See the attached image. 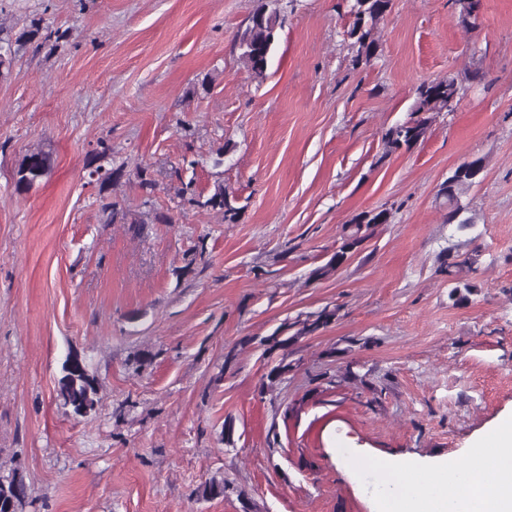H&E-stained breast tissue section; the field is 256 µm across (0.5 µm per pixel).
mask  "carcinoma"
<instances>
[{
    "label": "carcinoma",
    "instance_id": "cac0c4a2",
    "mask_svg": "<svg viewBox=\"0 0 512 512\" xmlns=\"http://www.w3.org/2000/svg\"><path fill=\"white\" fill-rule=\"evenodd\" d=\"M392 0H353L349 15L351 23L345 31V36L353 40L357 47V58L370 59L376 52L377 40L374 38V29L378 22L384 18L391 8ZM458 15L465 24L469 19L476 17L479 9V0H454ZM283 18L281 10L267 11L266 6L259 5L250 16L246 26L238 30L235 38V47L240 50L239 60L249 72L250 77L261 83L267 77L269 61L277 40L278 29L282 27ZM463 93V88L456 79H446L420 84L416 89V102L414 112L420 118L389 128L383 138L385 153L391 154L403 146L411 147L424 138L432 115L440 112H450L457 105ZM112 163L110 147L101 142L93 154L89 170V178L105 184L117 173L114 168H107ZM477 168H456L453 174L442 185L439 194L446 198L448 205V223L454 222L465 225L472 223V218L462 217L467 211L466 205L461 202L462 195L475 183L479 170L484 168L483 159L476 160ZM51 166L48 154L42 151H32L25 155L17 171L16 188L28 189L43 177ZM182 200L193 206L209 207L222 212L224 223L234 224L240 216V209L233 206L231 200L220 187L207 198L200 201L196 194L194 179L182 183L180 191ZM105 214V223L116 224L127 221V214L109 202L102 205ZM390 212L386 209L364 211L356 215L351 223L343 228L341 245L331 259L322 267L315 270V275L325 277L339 269L345 258L347 249L354 244L363 243L369 236V231L381 224H387ZM478 254L475 252L456 254L450 261L442 263L440 272L448 275V279L457 280L464 273L476 271ZM338 310L327 308L317 313L297 317L288 324L293 334L280 338L276 335L260 340V344L273 351L279 347L289 346L298 340L310 336L319 329L327 326L337 316ZM56 394L63 407L74 414L83 417L96 411L100 404L99 382L97 377L89 370L88 365L72 356H67L61 365L60 376L56 380ZM0 503H8L11 512H22V507L29 499V495L15 491L14 483H25L22 470L13 467L9 470L0 469ZM228 483L216 478L206 482L199 493L204 498H218L224 495Z\"/></svg>",
    "mask_w": 512,
    "mask_h": 512
}]
</instances>
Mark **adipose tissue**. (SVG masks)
Instances as JSON below:
<instances>
[{
	"label": "adipose tissue",
	"instance_id": "obj_1",
	"mask_svg": "<svg viewBox=\"0 0 512 512\" xmlns=\"http://www.w3.org/2000/svg\"><path fill=\"white\" fill-rule=\"evenodd\" d=\"M372 478L376 512H512V419L482 435L466 463L379 454Z\"/></svg>",
	"mask_w": 512,
	"mask_h": 512
}]
</instances>
